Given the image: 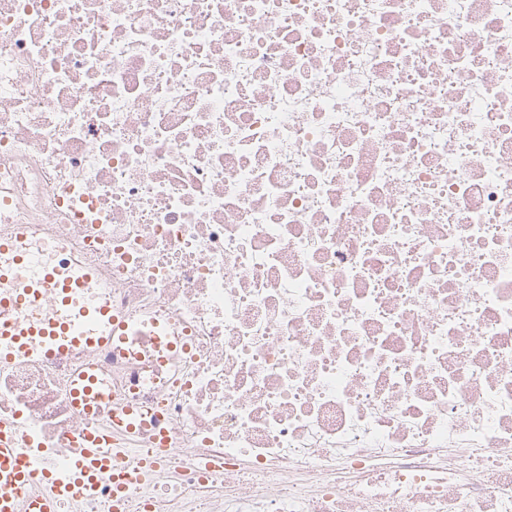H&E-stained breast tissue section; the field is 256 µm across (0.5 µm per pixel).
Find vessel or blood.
Masks as SVG:
<instances>
[{"mask_svg": "<svg viewBox=\"0 0 512 512\" xmlns=\"http://www.w3.org/2000/svg\"><path fill=\"white\" fill-rule=\"evenodd\" d=\"M96 278L72 261L43 262L22 250L15 238L0 237V364L61 356L99 347L121 350L128 324L93 295ZM51 299L50 316L36 315ZM70 401L78 414L90 412L106 392L94 365L80 367L69 379ZM108 434H84L82 445L68 457L62 473L46 475L51 496H24V489L42 475L38 461L15 436L12 422L0 421V512H53L59 498L95 497L102 481L114 491L136 483L140 468L121 466Z\"/></svg>", "mask_w": 512, "mask_h": 512, "instance_id": "obj_1", "label": "vessel or blood"}]
</instances>
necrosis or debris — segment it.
Listing matches in <instances>:
<instances>
[{
	"instance_id": "obj_1",
	"label": "necrosis or debris",
	"mask_w": 512,
	"mask_h": 512,
	"mask_svg": "<svg viewBox=\"0 0 512 512\" xmlns=\"http://www.w3.org/2000/svg\"><path fill=\"white\" fill-rule=\"evenodd\" d=\"M1 235L134 327L0 367L124 512H512V0H0ZM68 387L71 404L80 415L89 413L107 396L105 389L98 384L92 364L80 367L68 380ZM119 459V452L112 448L110 434L85 433L82 446L69 455L62 475L52 472L45 475L51 485V496H29L25 502V512H53L55 501L59 498H93L105 478L114 493L126 489L140 479L144 465L139 460L134 468L123 467Z\"/></svg>"
}]
</instances>
